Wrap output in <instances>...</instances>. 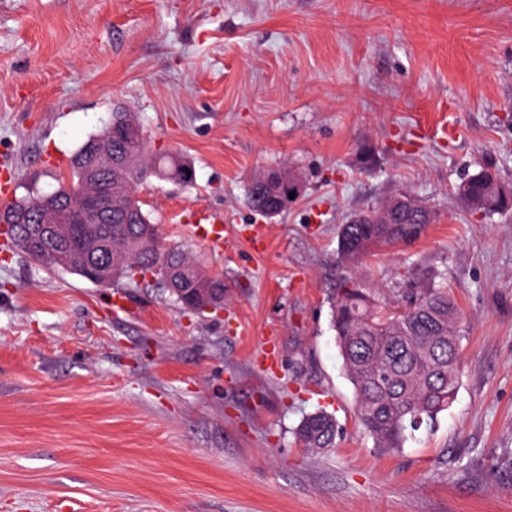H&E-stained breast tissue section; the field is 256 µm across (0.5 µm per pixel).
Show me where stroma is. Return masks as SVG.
Returning a JSON list of instances; mask_svg holds the SVG:
<instances>
[{
	"instance_id": "1",
	"label": "stroma",
	"mask_w": 512,
	"mask_h": 512,
	"mask_svg": "<svg viewBox=\"0 0 512 512\" xmlns=\"http://www.w3.org/2000/svg\"><path fill=\"white\" fill-rule=\"evenodd\" d=\"M119 109L193 164L138 194L224 309L0 247V512H512V216L455 193L479 161L512 184V0H0L15 195ZM280 167L304 191L268 220L247 188ZM402 191L436 220L363 269L438 268L465 337L455 401L391 452L358 425L327 288L346 217ZM203 215L221 245L190 236ZM316 411L335 447L297 440Z\"/></svg>"
}]
</instances>
